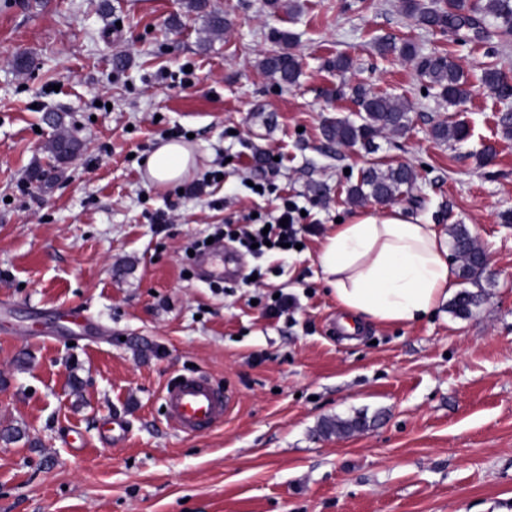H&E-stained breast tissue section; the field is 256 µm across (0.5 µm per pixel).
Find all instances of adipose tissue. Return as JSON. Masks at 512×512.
Segmentation results:
<instances>
[{"mask_svg":"<svg viewBox=\"0 0 512 512\" xmlns=\"http://www.w3.org/2000/svg\"><path fill=\"white\" fill-rule=\"evenodd\" d=\"M150 180L179 185L195 160L183 143H160L145 161ZM324 280L350 321L411 325L454 292L445 240L433 224H417L389 208L361 211L336 225L318 255Z\"/></svg>","mask_w":512,"mask_h":512,"instance_id":"obj_1","label":"adipose tissue"}]
</instances>
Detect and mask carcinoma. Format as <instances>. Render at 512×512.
Instances as JSON below:
<instances>
[{
	"instance_id": "obj_1",
	"label": "carcinoma",
	"mask_w": 512,
	"mask_h": 512,
	"mask_svg": "<svg viewBox=\"0 0 512 512\" xmlns=\"http://www.w3.org/2000/svg\"><path fill=\"white\" fill-rule=\"evenodd\" d=\"M404 14L417 25L442 29L457 36L476 35L481 38L488 25L496 24L507 33H512V0H447L443 6H428L422 0H402ZM294 40L290 32H277L275 41L279 49L266 54L261 66L263 70L286 84L296 82L300 68L295 56L288 51ZM382 55L397 54L410 59L417 56L414 44L381 41L376 45ZM419 72L431 86L438 89L439 95L456 105L462 101L466 92V78L460 67L448 56L434 54L421 58ZM483 83L502 99L512 98V83L496 67L488 66L482 75ZM355 102L358 106V120L336 119L324 127L327 139L342 146H371L373 139L380 133H400L410 123L408 107L397 99L387 95L372 93L363 88L355 90ZM435 138L443 141H460L468 135L465 123L461 121L441 122L433 127ZM51 150L59 160H70L77 155L79 145L76 140L59 135L52 140ZM417 180L415 171L408 165L399 164L382 167L373 165L362 171L357 182L348 188L349 200L361 205L370 199L378 202H394L409 194ZM451 238L453 257L458 262V276L475 285L486 273L483 262L484 251L470 229L464 224H452L448 228ZM483 291L459 292L451 303L452 312L461 318H467L479 307ZM367 427V419L357 416L350 420H338L325 426V432L346 435L362 431Z\"/></svg>"
}]
</instances>
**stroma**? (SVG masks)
Instances as JSON below:
<instances>
[{"mask_svg":"<svg viewBox=\"0 0 512 512\" xmlns=\"http://www.w3.org/2000/svg\"><path fill=\"white\" fill-rule=\"evenodd\" d=\"M281 3L0 0V512H512V224L500 219L512 210L500 122L512 103L481 80L489 65L512 78V35L492 26L458 41L416 25L401 0ZM278 31L294 36V85L260 67ZM380 40L448 55L465 101L448 105L416 59L380 55ZM340 54L352 61L341 76ZM360 86L411 118L371 153L322 134L354 117ZM456 120L467 140L433 136ZM61 129L80 145L65 162L50 150ZM170 130L196 158L178 188L143 165ZM487 144L497 156L483 165ZM374 162L416 171L403 216L467 225L488 254L471 317L444 304L353 343L339 332L318 255ZM218 168L223 179L193 194ZM257 181L275 193L255 194ZM286 195L308 210L302 249H238L221 292L188 266L214 225ZM157 212L170 223H152ZM256 268L258 285L243 286ZM280 291L298 305L273 318L264 300ZM197 373L230 406L221 425L185 435L166 421L164 389ZM356 415L363 432L320 431Z\"/></svg>","mask_w":512,"mask_h":512,"instance_id":"1","label":"stroma"}]
</instances>
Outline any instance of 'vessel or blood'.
Returning a JSON list of instances; mask_svg holds the SVG:
<instances>
[{
	"label": "vessel or blood",
	"instance_id": "obj_1",
	"mask_svg": "<svg viewBox=\"0 0 512 512\" xmlns=\"http://www.w3.org/2000/svg\"><path fill=\"white\" fill-rule=\"evenodd\" d=\"M164 400L168 424L182 433L196 434L223 423L228 397L209 377L191 375L172 381Z\"/></svg>",
	"mask_w": 512,
	"mask_h": 512
}]
</instances>
